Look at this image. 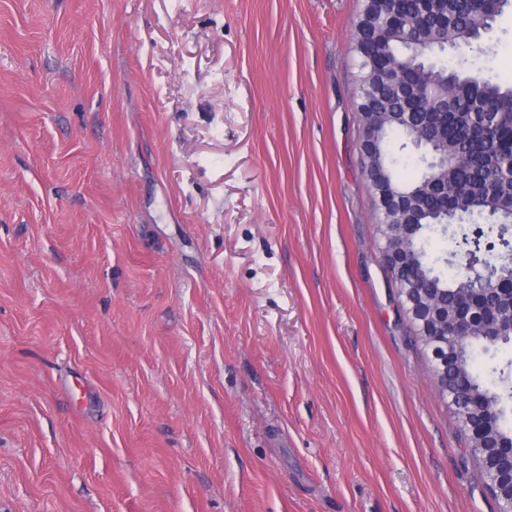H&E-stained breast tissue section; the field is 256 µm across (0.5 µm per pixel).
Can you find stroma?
I'll use <instances>...</instances> for the list:
<instances>
[{
	"label": "stroma",
	"mask_w": 512,
	"mask_h": 512,
	"mask_svg": "<svg viewBox=\"0 0 512 512\" xmlns=\"http://www.w3.org/2000/svg\"><path fill=\"white\" fill-rule=\"evenodd\" d=\"M362 0H0V512H500L380 253ZM450 67L512 80V0Z\"/></svg>",
	"instance_id": "stroma-1"
}]
</instances>
